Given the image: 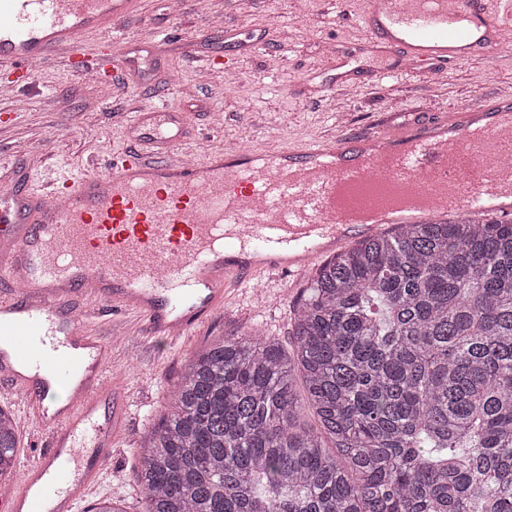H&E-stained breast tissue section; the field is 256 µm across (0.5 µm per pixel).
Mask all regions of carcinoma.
Here are the masks:
<instances>
[{"label":"carcinoma","instance_id":"carcinoma-1","mask_svg":"<svg viewBox=\"0 0 512 512\" xmlns=\"http://www.w3.org/2000/svg\"><path fill=\"white\" fill-rule=\"evenodd\" d=\"M293 312L294 360L254 332L186 361L140 512H512V220L367 236ZM16 452L0 408V477Z\"/></svg>","mask_w":512,"mask_h":512}]
</instances>
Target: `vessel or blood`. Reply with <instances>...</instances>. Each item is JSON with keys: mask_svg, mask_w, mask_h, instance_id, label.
<instances>
[{"mask_svg": "<svg viewBox=\"0 0 512 512\" xmlns=\"http://www.w3.org/2000/svg\"><path fill=\"white\" fill-rule=\"evenodd\" d=\"M134 0H0V65L7 86H29L35 65L77 67L86 37L108 36ZM360 51L439 68L500 50L512 0H372ZM126 57L105 54L94 73L119 83ZM184 113L152 105L132 127L138 147L98 174L0 196V390L17 392L48 436L21 464L0 512H75L103 474L85 460L111 453L122 406L110 394L112 342L92 325L100 302L134 311L147 337L175 341L223 305L231 280L298 272L335 250L345 229L342 185L376 181L428 197L430 221L464 203L490 216L512 201V98L456 108L397 133L349 129L264 153L218 150L188 161L177 146Z\"/></svg>", "mask_w": 512, "mask_h": 512, "instance_id": "1", "label": "vessel or blood"}]
</instances>
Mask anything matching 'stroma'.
<instances>
[{
	"mask_svg": "<svg viewBox=\"0 0 512 512\" xmlns=\"http://www.w3.org/2000/svg\"><path fill=\"white\" fill-rule=\"evenodd\" d=\"M367 2L185 0L175 13L165 0H138L124 24L128 36L145 42L155 32L177 33L160 63L131 72L97 109L91 106L99 94L96 83L56 59L37 68L31 85L0 97L6 118L0 124V180L19 177L35 190L63 173L102 170L110 152L129 148L133 116L148 105L167 103L187 112L183 146L201 157L227 139L266 151L332 137L347 126L381 125L393 132L464 104L512 95V34L495 55L449 65L439 81L426 69L398 65L385 79L335 86L336 62L322 46L340 47L350 66L367 64L357 52L367 38L358 21ZM224 55L236 59L242 94H226L220 73L208 83L199 80L206 59ZM18 141L32 147L20 161L12 153ZM314 274L310 268L243 284L170 347L148 339L136 313L100 317L98 333H123L112 350L111 377L127 418L102 463L110 476L89 488L83 508L112 496L126 512H139L133 450L167 413L169 389L188 357L224 336L255 330L290 344L292 306Z\"/></svg>",
	"mask_w": 512,
	"mask_h": 512,
	"instance_id": "stroma-1",
	"label": "stroma"
}]
</instances>
